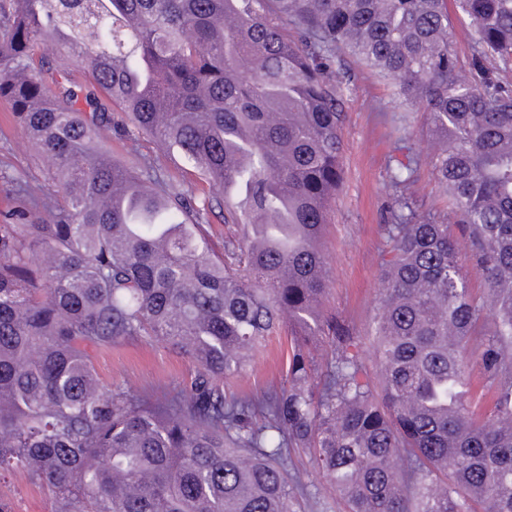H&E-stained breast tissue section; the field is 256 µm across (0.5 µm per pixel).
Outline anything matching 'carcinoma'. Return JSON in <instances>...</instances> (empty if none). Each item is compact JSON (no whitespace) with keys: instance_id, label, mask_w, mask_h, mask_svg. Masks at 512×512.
Returning a JSON list of instances; mask_svg holds the SVG:
<instances>
[{"instance_id":"cac0c4a2","label":"carcinoma","mask_w":512,"mask_h":512,"mask_svg":"<svg viewBox=\"0 0 512 512\" xmlns=\"http://www.w3.org/2000/svg\"><path fill=\"white\" fill-rule=\"evenodd\" d=\"M345 56L424 108L453 221L416 215L391 157L375 380L323 308ZM0 100L62 192L0 222V480L54 512H301L310 448L346 512H512V0H0ZM113 105L233 201L113 160ZM212 217L245 228L219 260ZM285 319L287 384L224 395ZM139 337L192 380L101 384L92 350Z\"/></svg>"}]
</instances>
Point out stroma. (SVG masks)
<instances>
[{"label":"stroma","instance_id":"1","mask_svg":"<svg viewBox=\"0 0 512 512\" xmlns=\"http://www.w3.org/2000/svg\"><path fill=\"white\" fill-rule=\"evenodd\" d=\"M346 66L354 80L344 96L343 183L322 240L329 279L325 308L359 337L364 362L371 369L375 366L373 307L383 247L381 226L389 205L387 165L398 137L411 134L419 162L411 186L418 213L424 216L442 210L443 203L428 166L434 144L422 132L425 116L420 107L400 105L392 96L390 82L354 59H347ZM114 120L118 129L106 144L114 160L127 165L148 161L166 181L182 183L185 164L177 151L134 131L122 112H115ZM49 165L26 131L12 120L7 104L0 101V212L18 205L12 178L22 179L36 192H46ZM287 360L288 332L283 329L267 340L239 375L223 380L225 394H256L283 382ZM95 367L102 384L142 392L177 389L196 373L191 360L143 338L98 352ZM292 464L303 473L310 490L309 512H342L335 488L313 468L308 452L295 450ZM0 495L7 499L11 512H51L48 497L22 473L0 481Z\"/></svg>","mask_w":512,"mask_h":512}]
</instances>
